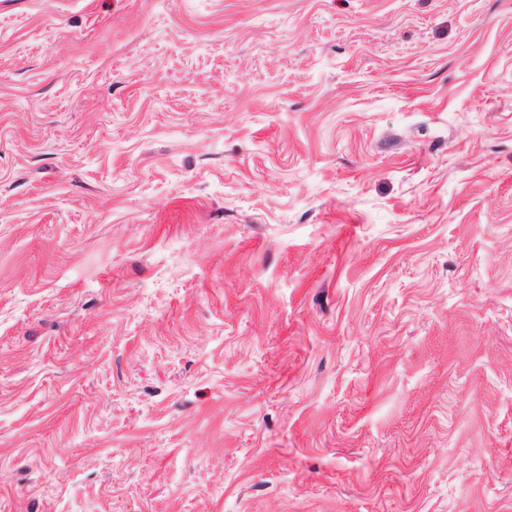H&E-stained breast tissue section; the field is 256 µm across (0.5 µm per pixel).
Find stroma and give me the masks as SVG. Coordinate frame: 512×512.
<instances>
[{
	"label": "stroma",
	"mask_w": 512,
	"mask_h": 512,
	"mask_svg": "<svg viewBox=\"0 0 512 512\" xmlns=\"http://www.w3.org/2000/svg\"><path fill=\"white\" fill-rule=\"evenodd\" d=\"M0 512H512V0H0Z\"/></svg>",
	"instance_id": "obj_1"
}]
</instances>
